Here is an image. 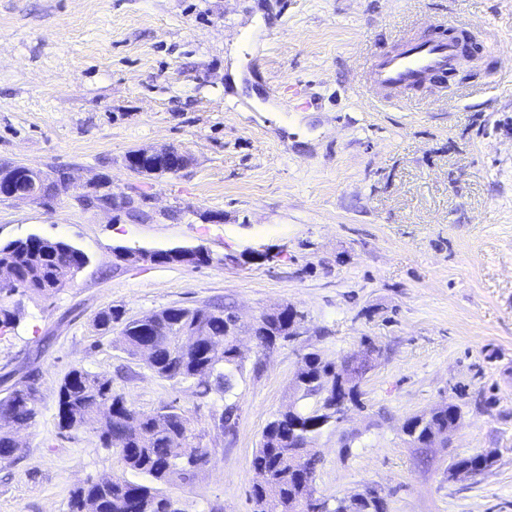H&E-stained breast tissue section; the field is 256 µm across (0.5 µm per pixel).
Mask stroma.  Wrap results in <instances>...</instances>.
Here are the masks:
<instances>
[{
	"label": "stroma",
	"mask_w": 512,
	"mask_h": 512,
	"mask_svg": "<svg viewBox=\"0 0 512 512\" xmlns=\"http://www.w3.org/2000/svg\"><path fill=\"white\" fill-rule=\"evenodd\" d=\"M442 22L483 48L468 75L376 104L360 81L371 60ZM168 147L188 159L178 172L127 169L130 151ZM1 164L62 168L70 185L0 198V243L64 239L89 262L53 296L11 299L0 397L35 377L40 414L0 460V512H68L76 485L122 471L92 432L58 427L75 366L138 412L185 410L211 461L168 486L183 512H250L251 461L303 354L336 362L365 340L379 355L362 408L311 447L318 494L512 512V0H0ZM105 192L112 206L95 203ZM175 247L225 262L117 257ZM224 304L246 325L285 305L306 315L297 342L241 333L231 438L221 392L158 377L95 321ZM444 401L462 411L448 446L413 447L404 421ZM488 451L490 469L449 479ZM494 463L495 455L492 452L476 453L468 457H462L451 463L448 477H457L460 470H471L480 473L492 467Z\"/></svg>",
	"instance_id": "stroma-1"
}]
</instances>
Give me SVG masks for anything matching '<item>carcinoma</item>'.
<instances>
[{"mask_svg": "<svg viewBox=\"0 0 512 512\" xmlns=\"http://www.w3.org/2000/svg\"><path fill=\"white\" fill-rule=\"evenodd\" d=\"M15 269L23 291L49 297L74 280L73 271L83 268L88 256L62 239L36 234L0 244V263ZM12 290L0 288V333L16 325V313L7 305ZM117 308L101 311L97 325L106 332L123 324L117 344L133 357L142 347L153 349L147 366L174 383L192 380L201 395L217 389L224 395L220 420L224 429L236 425L235 385L242 377L236 331L240 328L229 305L213 308L172 306L148 315V320L122 321ZM305 319L304 313L288 305L262 314L255 333L258 346L265 348L288 338L285 320ZM364 362L352 363L348 374L336 370L311 350L302 357L294 387L317 394L330 385L345 387L343 398L356 405L361 396ZM58 426L63 432L87 428L105 448L121 457L125 472L105 474L74 488L68 512H171L173 497L165 486L180 481L189 484L195 472L210 462L201 444L202 435L192 428L185 411L165 405L153 414H141L128 405L121 393L112 390V380L82 367L72 368L60 381L57 392ZM40 413L35 383L26 380L0 398V460L22 451L14 445L11 426H29ZM458 405L442 402L430 411L410 417L403 434L416 446L429 447L448 441L460 424ZM336 425L335 413L318 412L311 404L293 402L265 426L252 466L265 473V481L252 486V512H308L318 460L296 456L292 450L312 444L322 431ZM495 455L476 453L453 461L449 477L462 470L482 472L493 466ZM131 472L141 478L126 477ZM330 512H386L377 493H358L329 501Z\"/></svg>", "mask_w": 512, "mask_h": 512, "instance_id": "obj_1", "label": "carcinoma"}]
</instances>
